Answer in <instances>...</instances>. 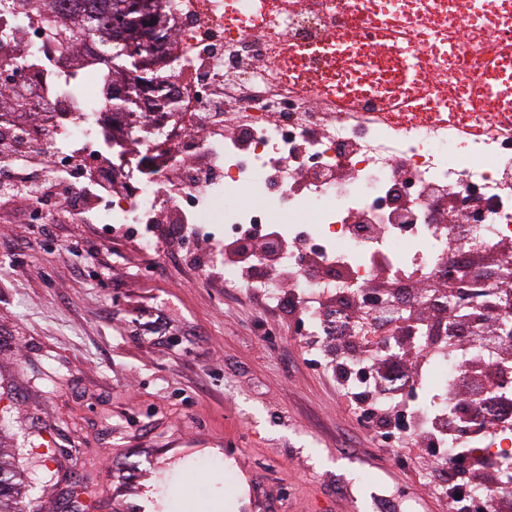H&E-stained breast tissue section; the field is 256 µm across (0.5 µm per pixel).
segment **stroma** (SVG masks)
<instances>
[{"label":"stroma","instance_id":"obj_1","mask_svg":"<svg viewBox=\"0 0 512 512\" xmlns=\"http://www.w3.org/2000/svg\"><path fill=\"white\" fill-rule=\"evenodd\" d=\"M309 359L287 316L223 271L107 226L62 221L0 248V427L41 477L26 512H87L106 466L216 440L278 512H448Z\"/></svg>","mask_w":512,"mask_h":512}]
</instances>
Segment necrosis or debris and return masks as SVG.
<instances>
[{"label": "necrosis or debris", "instance_id": "obj_1", "mask_svg": "<svg viewBox=\"0 0 512 512\" xmlns=\"http://www.w3.org/2000/svg\"><path fill=\"white\" fill-rule=\"evenodd\" d=\"M174 38L158 69L174 109L89 106L72 85L100 75L92 44L61 48L38 15L0 0V73L14 45L34 55L23 106L0 119L19 150L0 202L36 180L39 151L68 171L57 190L75 222L100 210L120 224L253 227L247 253L272 302L287 285L334 298L300 307L319 334L395 326L409 309L451 313L448 278L500 282L512 268V108L490 64L512 75V0H157ZM254 202L244 205L241 194ZM403 279L389 301L364 300L380 275ZM441 335L413 336L428 384L458 386L463 368ZM474 445L512 469V423L477 417Z\"/></svg>", "mask_w": 512, "mask_h": 512}]
</instances>
